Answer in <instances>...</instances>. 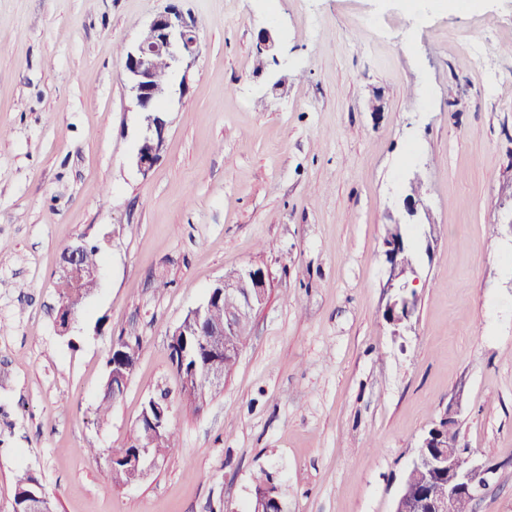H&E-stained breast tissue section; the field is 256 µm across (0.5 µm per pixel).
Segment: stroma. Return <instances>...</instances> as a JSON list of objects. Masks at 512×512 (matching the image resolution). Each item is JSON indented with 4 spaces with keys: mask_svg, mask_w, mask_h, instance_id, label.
Masks as SVG:
<instances>
[{
    "mask_svg": "<svg viewBox=\"0 0 512 512\" xmlns=\"http://www.w3.org/2000/svg\"><path fill=\"white\" fill-rule=\"evenodd\" d=\"M177 6L198 37L172 74L154 167L125 53ZM383 30L352 40L364 15ZM279 42L256 73L257 33ZM456 31L486 64L470 65ZM512 0H0V512L30 471L53 512H246L269 474L284 512H394L440 410L495 466L469 512H512ZM427 209L418 304L383 318V242L412 177ZM103 244L69 337L54 284ZM269 276L246 346L203 406L169 335L225 274ZM103 329H96L97 319ZM138 355L109 417L113 343ZM166 395L177 441L118 481L91 449ZM86 246V242L83 238H80L77 243L66 248L63 255V274L59 277L60 280L67 282L74 279L77 274L84 272L81 266L77 265V261ZM114 347H115L114 352L111 350V352L107 358V361H106V366L108 368V372H107V382H106L104 397L102 399V402L100 403V405L97 407V410H96L98 418L102 419V420H104L108 417V413H109V410L112 405V400L117 398L116 395L120 394L123 390L118 381H116V390L115 391L113 390V388H112L113 379H118L121 383H123V382L126 383L127 373L129 371V367H128V368H126V370H125V368H121L122 373H120V374L113 372L112 364H114V362L116 361L118 354L125 356L126 363H130V362L134 363L135 356L137 353L134 346H132L129 342H126L123 340L118 341ZM133 363H132V365H133Z\"/></svg>",
    "mask_w": 512,
    "mask_h": 512,
    "instance_id": "obj_1",
    "label": "stroma"
}]
</instances>
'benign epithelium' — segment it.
Here are the masks:
<instances>
[{"instance_id":"benign-epithelium-1","label":"benign epithelium","mask_w":512,"mask_h":512,"mask_svg":"<svg viewBox=\"0 0 512 512\" xmlns=\"http://www.w3.org/2000/svg\"><path fill=\"white\" fill-rule=\"evenodd\" d=\"M197 51V38L194 27L180 10L171 5L155 16L149 23L146 36L127 50L122 79L127 86L139 111L145 114V132L137 148L134 161L140 171L149 172L156 163L164 140L166 122L161 117L162 106L166 101L168 87L155 82V66L161 59L166 60L173 69L181 67L184 62L194 58ZM258 52L277 60L276 42L272 32L264 28L259 33ZM425 208L422 196L406 195L402 199L401 210L408 219H415L420 210ZM386 281L384 288L390 292L383 318L395 336L412 324L416 312L418 295L415 285L418 281L415 258H406L410 248L402 233V224L396 219L393 230L384 241ZM86 248V242L79 240L66 248L63 255V274L60 280L67 282L77 274L83 273L77 265L79 255ZM268 290V275L260 267L245 266L236 272L232 279L220 280L209 292L203 302L190 309L170 337V345L175 349L174 355L181 356L180 344L189 336H219L221 340H207L205 347L211 353L203 372H192L184 378L186 387L208 386L219 389L224 385V368L219 365L226 356H237L239 352L233 343V337L239 329L250 322L253 313L265 302ZM232 295L236 304L224 314V326L208 325L207 315L213 304ZM167 403L151 397L144 405L139 418L141 440L139 450L126 459L127 467L146 476L156 460L150 457L149 448L157 435L166 428ZM457 410L449 407L440 421L423 437L420 447L437 448L439 452L429 468L447 471L448 486L446 493L440 494L435 489L423 493V499L415 506L416 512H456L457 504L462 499L472 500L480 488L486 486L493 471L486 465L470 461L462 468L458 465L460 448L457 445L440 442L439 432L455 425ZM21 512H49V499L39 485L25 495Z\"/></svg>"}]
</instances>
